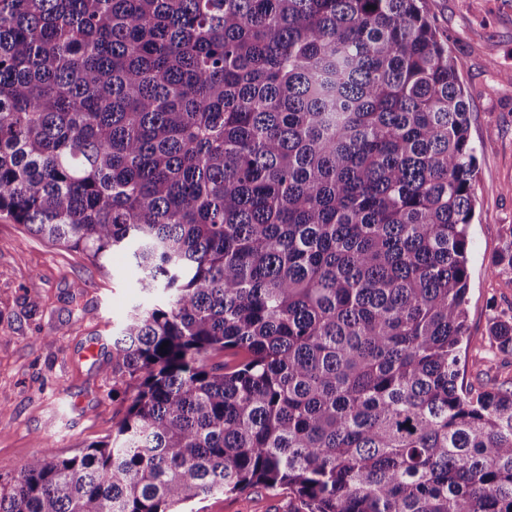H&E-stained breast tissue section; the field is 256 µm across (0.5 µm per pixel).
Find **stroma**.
<instances>
[{
    "instance_id": "obj_1",
    "label": "stroma",
    "mask_w": 512,
    "mask_h": 512,
    "mask_svg": "<svg viewBox=\"0 0 512 512\" xmlns=\"http://www.w3.org/2000/svg\"><path fill=\"white\" fill-rule=\"evenodd\" d=\"M448 40L470 102L476 214L470 227L469 346L458 383L512 384V354L493 352L489 321L512 310V270L490 272L512 244V0H421ZM128 251L104 267L0 215V474L17 473L48 437L67 457L104 440L125 413L106 354L112 332L149 302ZM288 489L217 493L197 512H292Z\"/></svg>"
}]
</instances>
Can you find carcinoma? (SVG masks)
Segmentation results:
<instances>
[{"label": "carcinoma", "mask_w": 512, "mask_h": 512, "mask_svg": "<svg viewBox=\"0 0 512 512\" xmlns=\"http://www.w3.org/2000/svg\"><path fill=\"white\" fill-rule=\"evenodd\" d=\"M468 126L417 0H0V214L163 297L112 438H38L0 512H512V388L457 385ZM296 505L288 488H255L242 494L217 493L193 505L199 512H291Z\"/></svg>", "instance_id": "1"}]
</instances>
